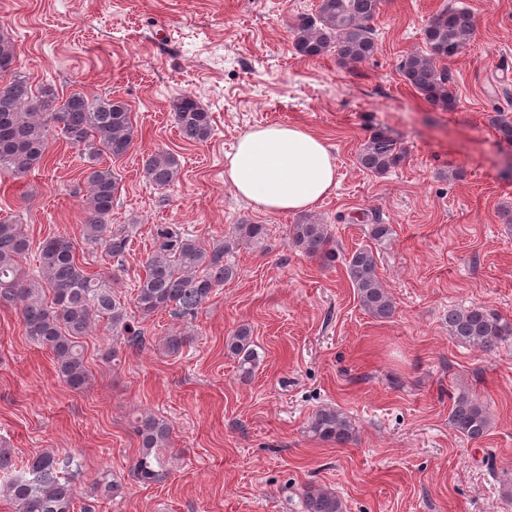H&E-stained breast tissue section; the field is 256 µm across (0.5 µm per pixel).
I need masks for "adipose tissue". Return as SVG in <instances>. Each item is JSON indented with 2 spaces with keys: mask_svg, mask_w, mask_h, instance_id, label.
<instances>
[{
  "mask_svg": "<svg viewBox=\"0 0 512 512\" xmlns=\"http://www.w3.org/2000/svg\"><path fill=\"white\" fill-rule=\"evenodd\" d=\"M224 177L255 209L295 213L336 187V164L323 139L288 124L253 128L227 154Z\"/></svg>",
  "mask_w": 512,
  "mask_h": 512,
  "instance_id": "adipose-tissue-1",
  "label": "adipose tissue"
}]
</instances>
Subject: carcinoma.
<instances>
[{
	"label": "carcinoma",
	"mask_w": 512,
	"mask_h": 512,
	"mask_svg": "<svg viewBox=\"0 0 512 512\" xmlns=\"http://www.w3.org/2000/svg\"><path fill=\"white\" fill-rule=\"evenodd\" d=\"M385 0H318L315 13L297 16L292 23L293 46L300 56L317 58L329 53L342 65L359 64L377 50L374 22ZM475 17L464 7L446 6L428 20L423 36L425 50L404 55L398 70L404 80L430 105L441 110L455 107L447 62L467 48L475 30ZM180 138L189 144L207 142L213 119L193 96L182 94L170 103ZM500 141L512 145V118H490ZM59 136L78 150L85 173V221L82 239L102 249L113 267L123 266L129 235L112 229V206L119 178L101 165L105 155L120 158L134 145L136 130L129 105L111 95L91 97L76 90L64 97L51 82L35 84L20 70L16 41L0 27V172L23 179L46 159L49 139ZM405 153L384 128L375 129L358 154L359 165L382 175L404 161ZM177 155L155 151L142 159L145 179L158 189L177 179ZM267 234L264 224H237L234 236L204 246L178 224H159L153 250L145 262V274L134 285L132 300L112 278L89 273L79 262L76 244L63 235L43 240L34 255L21 224L0 217V306L19 310L25 335L51 352L58 374L72 391L84 390L90 380L83 339L98 323L120 339L128 351L140 352L150 338L144 322L167 311L192 319L215 291L237 275L227 255L240 242H256ZM292 246L309 256L334 257L327 225L305 219L291 225ZM346 275L361 307L378 320L391 318L395 302L378 276L375 254L359 248L345 262ZM448 334L456 342L484 353L512 336V325L494 311L479 305L448 312ZM189 337L171 334L162 339L169 355L181 352ZM225 350L237 360L241 375L248 378L258 363L252 329L239 325L225 341ZM450 427L470 439L483 438L489 414L478 399L458 395L448 416ZM134 431L139 451L130 467L131 478L142 486L163 480L172 439L170 424L153 414L142 413ZM314 440L345 444L353 427L334 407L316 410L306 422ZM72 455L39 453L17 465L12 449L0 443V494L15 512H93V505H77L69 475L79 471ZM303 512H345L342 499L333 491L310 485L303 497Z\"/></svg>",
	"instance_id": "1"
}]
</instances>
